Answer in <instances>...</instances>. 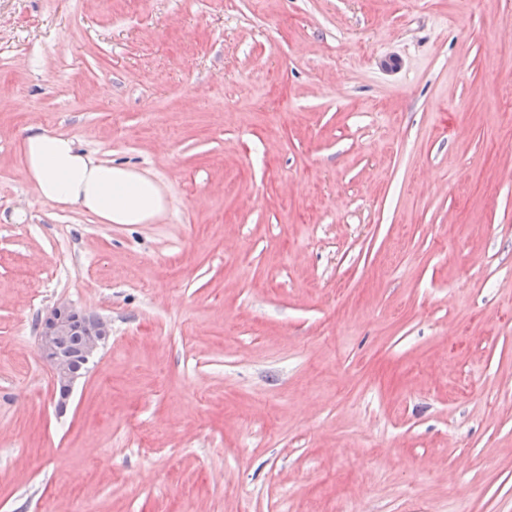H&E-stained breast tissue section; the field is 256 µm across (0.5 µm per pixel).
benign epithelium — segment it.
Here are the masks:
<instances>
[{
    "instance_id": "7a95c632",
    "label": "benign epithelium",
    "mask_w": 512,
    "mask_h": 512,
    "mask_svg": "<svg viewBox=\"0 0 512 512\" xmlns=\"http://www.w3.org/2000/svg\"><path fill=\"white\" fill-rule=\"evenodd\" d=\"M74 335L81 338L79 355L88 360L97 354L111 336V326L99 316L89 315L66 305L55 308L41 321L39 351L52 369L55 384L59 388L58 405L61 407L66 404L69 389L77 374L70 362L60 357L59 349Z\"/></svg>"
}]
</instances>
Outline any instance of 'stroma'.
I'll return each mask as SVG.
<instances>
[{
  "label": "stroma",
  "instance_id": "35a3bbf8",
  "mask_svg": "<svg viewBox=\"0 0 512 512\" xmlns=\"http://www.w3.org/2000/svg\"><path fill=\"white\" fill-rule=\"evenodd\" d=\"M32 125L166 213L46 204ZM0 512H512V0H0ZM80 336L79 355L86 360L94 357L99 348L111 336V326L105 319L83 313L66 305L56 307L40 323L38 346L42 358L52 369L53 378L59 388L58 405L66 404L72 382L78 377L70 362L59 355V349L71 336ZM73 337L63 348V356H72L79 347V338Z\"/></svg>",
  "mask_w": 512,
  "mask_h": 512
}]
</instances>
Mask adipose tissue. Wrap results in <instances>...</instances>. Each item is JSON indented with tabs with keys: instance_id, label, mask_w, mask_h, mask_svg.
<instances>
[{
	"instance_id": "adipose-tissue-1",
	"label": "adipose tissue",
	"mask_w": 512,
	"mask_h": 512,
	"mask_svg": "<svg viewBox=\"0 0 512 512\" xmlns=\"http://www.w3.org/2000/svg\"><path fill=\"white\" fill-rule=\"evenodd\" d=\"M23 175L39 197L105 224H147L167 203L154 181L135 168L96 160L67 136L29 128L22 144Z\"/></svg>"
}]
</instances>
